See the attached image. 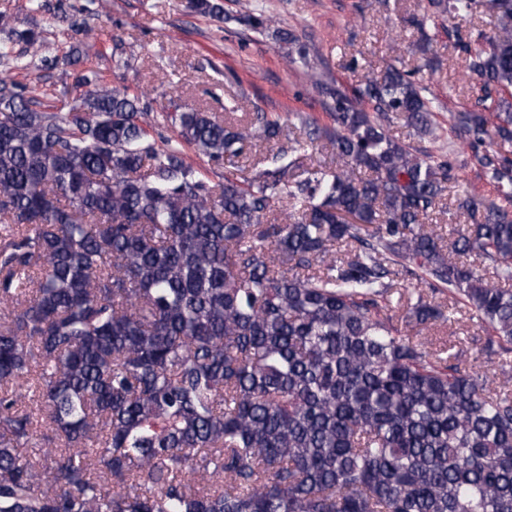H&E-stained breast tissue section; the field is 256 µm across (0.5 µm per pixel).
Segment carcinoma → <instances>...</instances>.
<instances>
[{"label":"carcinoma","mask_w":512,"mask_h":512,"mask_svg":"<svg viewBox=\"0 0 512 512\" xmlns=\"http://www.w3.org/2000/svg\"><path fill=\"white\" fill-rule=\"evenodd\" d=\"M189 4L224 18L221 0ZM429 4L467 16L485 0ZM491 6L493 37L448 31L483 81L450 127L502 203L455 198L471 224L446 246L426 220L447 212L454 143L414 72L352 90L312 74L330 124L302 117L284 144L262 112L228 124L172 85L156 114L102 84L70 0H28L67 24L61 56L0 12V60L38 56L76 91L63 110L0 76V512H512V153L493 148L512 144V0ZM277 38L309 66L293 32ZM418 49L440 66L429 35ZM399 117L437 153L393 137ZM158 127L175 133L161 148ZM258 140L276 151L250 176L214 182L184 154L218 166ZM320 140L336 166L295 174ZM401 269L416 286L394 288ZM460 305L503 384L398 328Z\"/></svg>","instance_id":"obj_1"}]
</instances>
